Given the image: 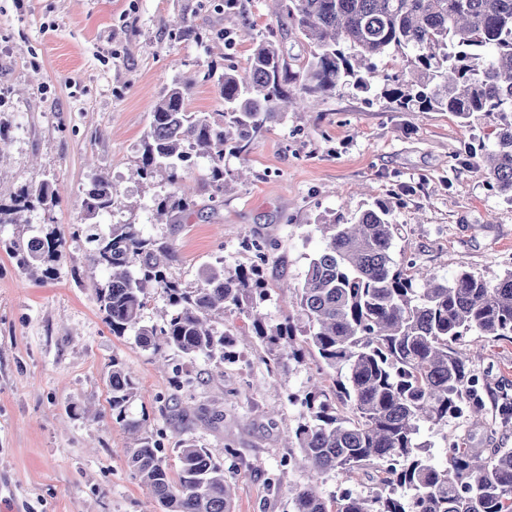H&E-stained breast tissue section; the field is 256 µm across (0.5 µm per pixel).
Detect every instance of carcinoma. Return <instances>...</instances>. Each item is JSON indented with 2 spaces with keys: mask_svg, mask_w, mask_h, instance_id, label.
Wrapping results in <instances>:
<instances>
[{
  "mask_svg": "<svg viewBox=\"0 0 512 512\" xmlns=\"http://www.w3.org/2000/svg\"><path fill=\"white\" fill-rule=\"evenodd\" d=\"M288 22L308 40L311 55L298 72L287 66L268 41L256 44L248 70L224 71V111L212 116L189 112L191 85H174L153 106L138 173L161 187L153 199L156 221L182 224L198 211L187 183L188 163H207L204 188L209 202L229 185L224 155L243 157L284 114L283 104L299 88V102L325 97L351 84L363 91L376 77L372 60L394 50L400 73L387 96L405 110L450 112L466 126L480 112L512 116V0H280ZM484 177L512 199V119L487 134ZM116 193L104 179L83 201L84 225L112 211ZM60 203L47 182L0 203V224H16L35 207L51 213ZM321 247L310 259L303 281L293 288L298 321L288 316L271 325L258 307L267 300L263 275L274 240H249L258 262L225 271L224 260L201 273V283L185 288L167 275L173 258L169 243L146 236L137 224H113L108 233L86 235L88 261L109 272L97 291L105 323L114 336L131 334L155 352L176 350L192 358L224 362L231 357L217 324L238 311L250 320L257 341L279 358L319 356L324 367L344 372L332 389L316 383L300 403L294 431L309 470L295 488V512H512V450L489 458L451 446L436 465L418 450L421 423L448 422L465 412L476 416L477 378L453 344L473 331L512 340V271L497 282L466 270L452 281L440 279L411 261L398 262L392 248L397 225L384 204L351 222L317 226ZM65 237L31 238L23 249L31 267L51 271ZM167 297L170 311L160 324L144 320L150 292ZM112 414L135 436L125 449L131 476L146 486L165 512H230L231 472L191 439L178 442L179 472L173 477L165 448L151 430L128 414L137 396L131 373L112 361ZM378 473L369 495L349 490L327 500L316 491L322 476L347 478L362 470Z\"/></svg>",
  "mask_w": 512,
  "mask_h": 512,
  "instance_id": "obj_1",
  "label": "carcinoma"
}]
</instances>
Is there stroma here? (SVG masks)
I'll return each instance as SVG.
<instances>
[{"instance_id": "1", "label": "stroma", "mask_w": 512, "mask_h": 512, "mask_svg": "<svg viewBox=\"0 0 512 512\" xmlns=\"http://www.w3.org/2000/svg\"><path fill=\"white\" fill-rule=\"evenodd\" d=\"M242 29L232 49L217 41L224 0H0V202L26 187L50 182L61 202L52 213L33 209L21 224H0V512H155L149 489L133 479L123 454L131 439L112 416L113 362L132 374L138 394L131 416L162 435L170 470L175 446L191 439L225 459L236 483L234 512H293L289 487L303 482L305 462L290 455L286 437L302 421L292 395L336 372L314 356L270 370L257 345L230 362L163 355L135 336L113 335L96 299L105 273L86 261L85 238L71 237L83 215L91 180L108 175L118 191L100 230L143 225L172 244L169 269L182 286H196L216 260L247 266L243 238L277 240L264 267L270 289L259 311L276 323L291 311L282 283H300L320 246L313 228L389 203L400 229L395 260L453 279L459 271L497 280L512 269V202L478 169L484 134L496 115L463 126L448 112H402L384 94L393 55L378 60L371 91L350 86L308 112L290 111L257 139L246 158L225 156L226 170L245 167L216 208L176 226L150 221L155 183L138 174L142 140L155 102L178 82L192 85L191 112H220L219 79L245 70L255 44L272 42L292 70L310 57L307 40L280 25L269 0H241ZM192 19L191 35L173 34V17ZM61 232L66 246L54 276H32L13 243ZM480 379L481 416L424 424L420 440L433 462L450 444L490 456L512 449V420L494 402L512 395V342L473 332L455 345ZM193 387L174 391V370ZM196 406L187 418L177 406ZM277 476L272 490L268 476Z\"/></svg>"}]
</instances>
